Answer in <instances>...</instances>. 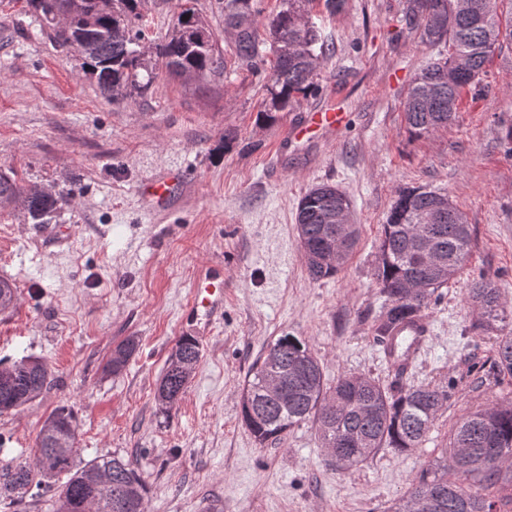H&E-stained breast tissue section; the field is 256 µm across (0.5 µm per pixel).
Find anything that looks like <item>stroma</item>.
I'll use <instances>...</instances> for the list:
<instances>
[{
	"label": "stroma",
	"mask_w": 512,
	"mask_h": 512,
	"mask_svg": "<svg viewBox=\"0 0 512 512\" xmlns=\"http://www.w3.org/2000/svg\"><path fill=\"white\" fill-rule=\"evenodd\" d=\"M187 8L229 49L224 0H141L147 44L167 39ZM322 29L335 51L319 92L264 126V90L249 72L188 78L162 68L148 91L115 101L26 0H0V171L64 195L44 224L0 211V279L18 295L0 313V360L34 356L53 371L34 402L0 414V463L32 459L47 418L65 406L80 460H130L147 484V512H391L439 463L461 417L512 401V376L494 365L496 335L479 328L468 298L472 281L488 276L512 310V157L502 146L512 46L494 54L448 127L416 139L403 102L433 50L405 26L401 0H347ZM333 103L346 129L284 140L290 121ZM160 176L174 190L156 207L140 189ZM327 182L350 199L360 241L340 273L315 282L296 212ZM418 186L447 192L473 248L436 291L424 312L431 334L399 374L373 333L383 311L373 272L396 191ZM209 274L224 279L223 315H185ZM287 334L306 342L329 384L357 373L385 386L447 387L427 440L405 453L381 449L346 472L329 466L308 423L258 444L241 421V395L256 361ZM129 336L137 352L108 374ZM183 336L201 337L202 360L166 417L156 385ZM137 348L138 340L134 336L122 340L112 350V355L107 362L106 370L112 375L122 373Z\"/></svg>",
	"instance_id": "stroma-1"
}]
</instances>
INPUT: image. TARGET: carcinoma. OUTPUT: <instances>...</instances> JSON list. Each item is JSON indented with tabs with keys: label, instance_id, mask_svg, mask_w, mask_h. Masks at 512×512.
Wrapping results in <instances>:
<instances>
[{
	"label": "carcinoma",
	"instance_id": "cac0c4a2",
	"mask_svg": "<svg viewBox=\"0 0 512 512\" xmlns=\"http://www.w3.org/2000/svg\"><path fill=\"white\" fill-rule=\"evenodd\" d=\"M316 0H281L279 11L260 33L258 0H224V33L232 41L236 68L263 77L265 104L259 122L275 123L299 97L319 91L316 76L334 47L325 43L311 11ZM485 0H403V18L410 29L436 50L415 74L404 103L405 121L416 137L430 135L455 117L462 91L475 86L495 51L512 43V26L500 17L512 15V0H498V9L483 11ZM27 6L52 27L62 48L82 58V69L94 76L101 92L116 100L144 93L160 64L180 73L220 75L227 62L212 33L202 36L203 22L186 10L170 39L153 47L141 44L137 21L139 0H27ZM69 15L66 28L53 25L55 15ZM460 62L458 79L448 84V53ZM448 195L418 187L400 189L381 225L374 279L384 298L375 332L391 339L387 356L395 357L396 333L427 309L435 292L448 286L462 270L472 247V231L463 213L447 204L435 220L437 200ZM64 200L60 193L26 186L0 172V208L19 206L34 220L54 212ZM352 211L349 198L334 185L321 184L299 201L297 232L308 276L315 282L336 276L350 260L359 230L339 249L342 210ZM428 248L440 258L429 270L418 264ZM336 251V260L320 262L312 255ZM481 311L479 328L496 332V367L512 375V330H505L506 309L493 280L481 277L469 291ZM17 302V289L0 280V310ZM138 348L131 336L112 350L106 370L123 372ZM201 360L198 341L181 337L157 387V401L170 411L179 401L189 375ZM52 381V370L37 358L23 359L0 370V413L20 410L33 402ZM448 401L440 386L384 387L364 375L345 374L328 386L322 368L307 345L282 336L269 346L251 369L241 399L242 422L263 444L305 421H313L323 447L348 448L342 463L352 468L381 448L405 452L421 447ZM77 432L73 412L56 409L36 438L33 459L0 466V495L9 496L33 484L49 483L66 474L57 487L54 512H146V485L130 461L111 456L77 464ZM473 480L468 488L459 478ZM512 487V403L495 404L462 417L452 429L443 470H424L411 484L394 512H497L498 501L488 491Z\"/></svg>",
	"mask_w": 512,
	"mask_h": 512
}]
</instances>
